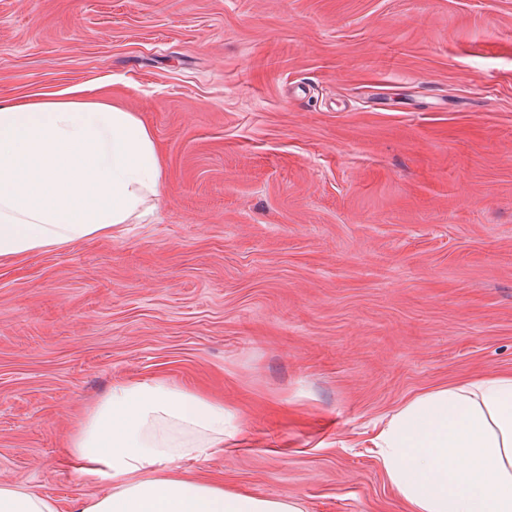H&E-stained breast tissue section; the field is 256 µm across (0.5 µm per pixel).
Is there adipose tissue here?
Here are the masks:
<instances>
[{"mask_svg":"<svg viewBox=\"0 0 512 512\" xmlns=\"http://www.w3.org/2000/svg\"><path fill=\"white\" fill-rule=\"evenodd\" d=\"M152 134L135 113L80 89L0 102V263L116 235L161 189ZM241 432L222 398L162 378L115 384L68 438L101 491L78 512H303L183 474ZM407 512H512V374L429 390L370 440ZM0 512H57L50 497L0 481Z\"/></svg>","mask_w":512,"mask_h":512,"instance_id":"obj_1","label":"adipose tissue"}]
</instances>
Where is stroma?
<instances>
[{"label":"stroma","mask_w":512,"mask_h":512,"mask_svg":"<svg viewBox=\"0 0 512 512\" xmlns=\"http://www.w3.org/2000/svg\"><path fill=\"white\" fill-rule=\"evenodd\" d=\"M73 86L145 122L163 187L0 264V480L75 512L69 435L160 376L243 430L188 475L402 512L375 426L512 373V0H0V101Z\"/></svg>","instance_id":"stroma-1"}]
</instances>
